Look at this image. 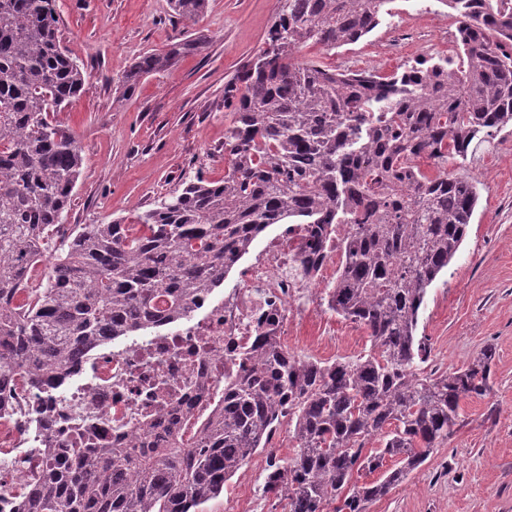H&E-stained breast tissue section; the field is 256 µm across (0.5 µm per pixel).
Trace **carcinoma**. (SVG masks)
Instances as JSON below:
<instances>
[{
  "mask_svg": "<svg viewBox=\"0 0 512 512\" xmlns=\"http://www.w3.org/2000/svg\"><path fill=\"white\" fill-rule=\"evenodd\" d=\"M171 2L192 23L208 8ZM391 2L277 0L266 48L224 86V180L188 176L134 224L68 226L82 155L59 114L89 90L84 67L61 44L56 0H0V386L49 385L113 336L177 322L274 224L307 225L308 265L326 258L335 225L348 226L324 300L371 341L366 354L327 363L262 336L224 406L199 424L185 417L189 443L97 448L80 438L31 478L18 512H196L266 449L284 409L294 454L268 452L263 493L284 512H367L448 441L462 399L488 393L492 348L424 375L418 326L479 199L448 162L512 125V0H439L463 40L433 66V94L397 73L299 60L310 43H357ZM202 45L186 36L142 54L123 93ZM423 158L435 174L420 170ZM374 438L380 447H367Z\"/></svg>",
  "mask_w": 512,
  "mask_h": 512,
  "instance_id": "1",
  "label": "carcinoma"
}]
</instances>
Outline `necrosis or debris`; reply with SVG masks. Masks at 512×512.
Instances as JSON below:
<instances>
[{
  "mask_svg": "<svg viewBox=\"0 0 512 512\" xmlns=\"http://www.w3.org/2000/svg\"><path fill=\"white\" fill-rule=\"evenodd\" d=\"M306 232L282 224L254 257L239 263L222 298L204 291L200 316L141 338L116 336L49 387L17 384L0 395V512H17L29 474L47 450L71 447L77 433L102 448H133L141 422L175 405L198 415L224 400L228 378L259 336L287 335L309 319L322 271L300 266Z\"/></svg>",
  "mask_w": 512,
  "mask_h": 512,
  "instance_id": "necrosis-or-debris-1",
  "label": "necrosis or debris"
}]
</instances>
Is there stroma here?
<instances>
[{
	"mask_svg": "<svg viewBox=\"0 0 512 512\" xmlns=\"http://www.w3.org/2000/svg\"><path fill=\"white\" fill-rule=\"evenodd\" d=\"M275 3L210 0L192 24L174 14L169 0H58L63 44L83 64L90 86L62 114L83 158L68 223L131 224L185 176L200 171L223 180L224 132L232 120L224 86L263 47ZM389 9L357 43L333 51L310 44L302 59L389 75L419 54L450 56L454 20L439 0H391ZM184 31L205 34L206 47L122 94L131 63L165 50ZM453 169L477 182L480 201L458 253L427 290L418 333L430 354L421 369H456L490 346V391L462 399L448 441L368 512H512V126L474 142ZM284 344L321 362L351 360L370 347L364 328L326 309ZM266 466V453L254 454L200 512H225L238 497L245 512H283L261 494Z\"/></svg>",
	"mask_w": 512,
	"mask_h": 512,
	"instance_id": "obj_1",
	"label": "stroma"
}]
</instances>
